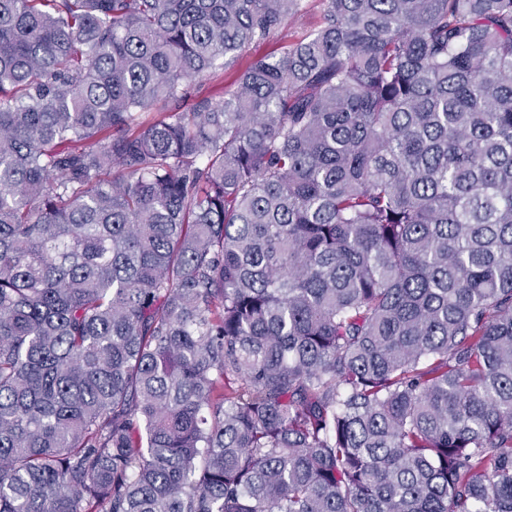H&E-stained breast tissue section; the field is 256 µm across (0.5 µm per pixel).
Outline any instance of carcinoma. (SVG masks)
<instances>
[{"mask_svg":"<svg viewBox=\"0 0 512 512\" xmlns=\"http://www.w3.org/2000/svg\"><path fill=\"white\" fill-rule=\"evenodd\" d=\"M0 0V512H512V0ZM303 9L301 14L295 19V21L288 27V31L285 33L288 37L283 38L278 36L277 38L271 39L260 45L259 52L267 53L276 50L280 52L279 45L284 40H289L295 37H300L315 30L321 22L324 5L322 0H302ZM235 77V70H224L215 77L203 79L197 84L196 95L199 97H215L222 95L230 87Z\"/></svg>","mask_w":512,"mask_h":512,"instance_id":"1","label":"carcinoma"}]
</instances>
